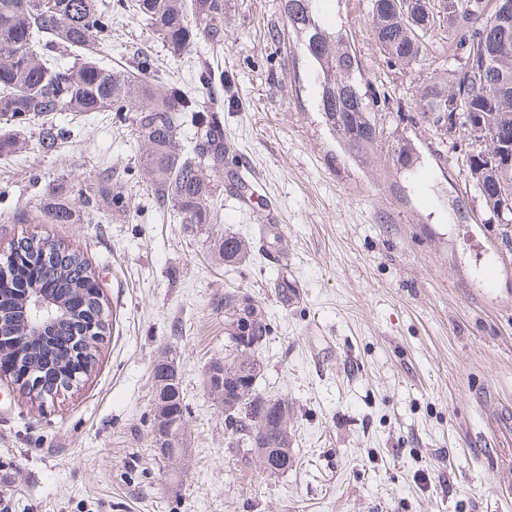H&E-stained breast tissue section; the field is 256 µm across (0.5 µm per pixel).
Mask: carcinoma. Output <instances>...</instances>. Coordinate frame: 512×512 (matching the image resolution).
<instances>
[{"mask_svg":"<svg viewBox=\"0 0 512 512\" xmlns=\"http://www.w3.org/2000/svg\"><path fill=\"white\" fill-rule=\"evenodd\" d=\"M324 0H283L288 33L309 59L310 73L319 90V111L330 132L349 156L365 161L377 144L374 112L389 103L385 92L370 82H358L361 63L348 36L333 30L321 19ZM398 0H371L372 35L396 64L411 67L424 58L448 60V70H433L416 87L419 120L435 128L445 127L448 136L467 132L465 178L473 187L499 184L512 196V42L498 46L496 0H451V11L429 13L421 26L410 24L397 8ZM123 11L141 17L160 36L173 56L185 54L204 40L214 46L223 40L221 0H0V120L16 126H38L36 147L48 154L64 137L56 127V115L112 112L118 117L132 112L131 136L140 147V166L155 201L181 215L186 228L206 231L215 259L226 266L246 260L255 241L221 230L216 194L222 183L237 196L253 195L255 185L224 169L229 150L214 109L175 84H158L154 59L140 51L132 69H108L97 55L112 38V13ZM191 115L196 141L191 147L180 142V121ZM495 129L506 141L486 140L484 132ZM106 207L116 216L134 217L120 181L98 182L71 198L65 179L46 188L36 207L40 224H77L80 213L96 215ZM4 267L10 277L0 278V320L13 315L20 289L33 283L54 290L59 299L81 291L84 312L59 322L52 337L41 344L18 348L22 357L49 346H61L72 336L90 329L106 333L102 307L93 293L94 272L83 254L49 238L23 237L11 246ZM238 291H224V347L235 352L225 363L231 369L230 383L237 392L219 394L209 388L214 403L221 396H235L242 405H260L266 400L257 383L263 361L257 350L270 336L265 311L254 304V338L250 349L234 344ZM94 354L70 352L56 364L61 385L81 377L80 368L93 366ZM155 418L166 408L184 419L180 383L155 385ZM278 421L263 425L242 423L224 415V431L234 438L238 431L253 433L270 448H291L290 424L293 404L286 397Z\"/></svg>","mask_w":512,"mask_h":512,"instance_id":"obj_1","label":"carcinoma"}]
</instances>
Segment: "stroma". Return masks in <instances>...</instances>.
I'll return each instance as SVG.
<instances>
[{"label":"stroma","instance_id":"35a3bbf8","mask_svg":"<svg viewBox=\"0 0 512 512\" xmlns=\"http://www.w3.org/2000/svg\"><path fill=\"white\" fill-rule=\"evenodd\" d=\"M220 51L171 56L146 21L117 16L99 56L157 57L161 82L214 102L234 148L227 163L270 199L272 248L217 264L145 192L137 145L112 113L60 118L58 152L0 156V257L23 237L80 251L103 283L109 328L91 372L40 401L0 375V512H512L483 443L494 401L512 402V223L491 220L462 172L467 137L416 123V86L370 33L369 0H325L361 73L390 99L364 162L330 134L303 48L283 29L281 0H222ZM227 90L198 82L202 67ZM410 145L411 170L392 153ZM123 171L133 220L77 224L33 216L49 182L74 189ZM292 293L282 297L281 282ZM255 298L271 324L258 389L294 407L296 462L269 474L229 447L204 388L224 357V292ZM172 356L187 410L174 450L154 445V368ZM490 400H481V393Z\"/></svg>","mask_w":512,"mask_h":512}]
</instances>
